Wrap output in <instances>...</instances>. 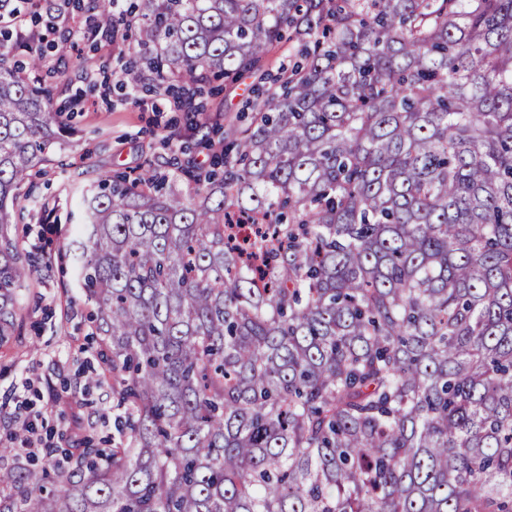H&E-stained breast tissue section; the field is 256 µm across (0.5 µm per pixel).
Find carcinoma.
Listing matches in <instances>:
<instances>
[{
    "mask_svg": "<svg viewBox=\"0 0 512 512\" xmlns=\"http://www.w3.org/2000/svg\"><path fill=\"white\" fill-rule=\"evenodd\" d=\"M184 108L306 64L208 168L99 180L72 259L118 437L53 483L0 467V512H512V0H91ZM0 38V342L61 113ZM262 224L258 263L226 225Z\"/></svg>",
    "mask_w": 512,
    "mask_h": 512,
    "instance_id": "1",
    "label": "carcinoma"
}]
</instances>
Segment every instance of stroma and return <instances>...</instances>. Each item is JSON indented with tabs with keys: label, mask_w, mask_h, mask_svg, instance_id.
<instances>
[{
	"label": "stroma",
	"mask_w": 512,
	"mask_h": 512,
	"mask_svg": "<svg viewBox=\"0 0 512 512\" xmlns=\"http://www.w3.org/2000/svg\"><path fill=\"white\" fill-rule=\"evenodd\" d=\"M87 0H22L18 15L0 16V27L27 47H45L46 89L53 107L64 109L66 137L56 140L27 201L20 245L50 257L53 273L25 291L21 335L0 343V442L19 456L37 459L68 447L83 435L95 446L112 444L115 432L112 379L90 334L88 307L71 261L82 200L106 173L136 174L161 152L178 162L208 165L229 127H246V102L254 90L298 58L299 46L285 40L270 48L262 71L236 80H211L202 109H176L170 97L150 90L151 73L125 85L127 55L111 35L94 29ZM79 38L66 54L54 51L69 27ZM171 137L162 149L163 137Z\"/></svg>",
	"instance_id": "stroma-1"
}]
</instances>
